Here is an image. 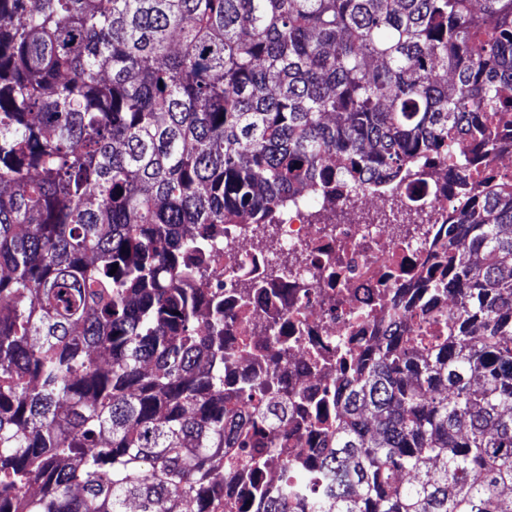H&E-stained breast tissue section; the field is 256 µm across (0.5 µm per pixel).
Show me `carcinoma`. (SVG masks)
<instances>
[{"label": "carcinoma", "instance_id": "carcinoma-1", "mask_svg": "<svg viewBox=\"0 0 512 512\" xmlns=\"http://www.w3.org/2000/svg\"><path fill=\"white\" fill-rule=\"evenodd\" d=\"M506 127L512 0H0V512H512L511 186L453 217L456 312L349 355L264 492L288 349L224 386L207 275L226 224Z\"/></svg>", "mask_w": 512, "mask_h": 512}]
</instances>
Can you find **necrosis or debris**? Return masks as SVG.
Masks as SVG:
<instances>
[{"label":"necrosis or debris","mask_w":512,"mask_h":512,"mask_svg":"<svg viewBox=\"0 0 512 512\" xmlns=\"http://www.w3.org/2000/svg\"><path fill=\"white\" fill-rule=\"evenodd\" d=\"M482 172L452 174L441 161L423 186L341 196L318 213L296 205L271 224L225 226L209 270L211 280L229 286L224 348L236 359L226 372L268 374L269 334L277 332L290 354L282 372L288 394L305 407L289 423L287 438L265 449L260 485L275 487L284 462L301 461L310 447L309 409L339 378L340 351L376 344L387 333L393 304L426 309L417 292L423 277L446 268L448 216L461 202L457 184L477 181ZM278 264L291 269L288 282L268 280Z\"/></svg>","instance_id":"4bbe7bcc"}]
</instances>
